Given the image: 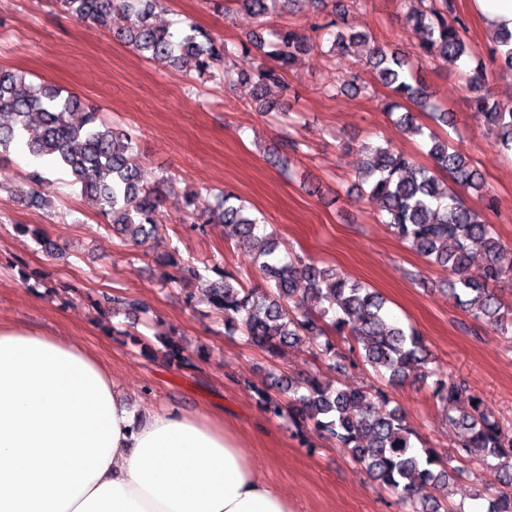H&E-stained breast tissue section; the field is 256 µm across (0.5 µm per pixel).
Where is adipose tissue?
<instances>
[{
    "mask_svg": "<svg viewBox=\"0 0 512 512\" xmlns=\"http://www.w3.org/2000/svg\"><path fill=\"white\" fill-rule=\"evenodd\" d=\"M0 512H294L236 433L136 413L78 342L0 323Z\"/></svg>",
    "mask_w": 512,
    "mask_h": 512,
    "instance_id": "adipose-tissue-1",
    "label": "adipose tissue"
}]
</instances>
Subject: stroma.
<instances>
[{
    "mask_svg": "<svg viewBox=\"0 0 512 512\" xmlns=\"http://www.w3.org/2000/svg\"><path fill=\"white\" fill-rule=\"evenodd\" d=\"M339 4L345 26L370 33L386 49L415 54L418 39L403 24L412 0H327L321 14L301 0H286L263 19L241 8L223 14L211 0H171L156 20L177 29L192 24L236 44L260 34L265 44L252 55L268 63L274 30L292 26L311 34L313 23L334 15ZM126 25L120 14L108 30L74 21L57 0H0V68L63 88L97 106L103 120L139 129L145 178L165 181L158 231L143 245L126 244L83 200L69 174L25 147H11L0 157V322L77 339L134 410L176 406L224 421L262 478L281 488L296 512H409L345 451L311 430L296 433L287 418L264 410L257 391L271 372L383 390L418 445L445 457L458 430L428 384L393 386L359 362L329 366L303 341L269 355L241 334L225 332L224 317L204 289L167 284L160 259L176 255L197 265L216 259L248 286L264 287L251 249L227 240L223 225L193 228L183 204L185 193L200 188L232 190L261 211L281 253L324 261L376 288L390 315L423 337L433 367L465 381L503 426L512 427V333L474 323L450 289L452 274L400 242L357 186L361 143H390L428 166L423 137L405 135L384 111L389 91L365 66L367 46L335 56L327 34L287 72L288 91L268 93L283 110L304 115L291 130L302 147L290 157L293 179H285L270 160L283 132L269 114L235 87L140 57L120 39ZM334 71L358 74L367 91L327 90ZM420 74L434 100L454 113L453 144L486 182V193H463L464 202L512 245V155L499 150L469 101V67L425 61ZM37 168L43 180L28 182ZM13 186L33 193L34 202L11 195ZM103 293L135 298L137 312L102 315L94 301ZM167 338L185 344L191 365L170 360ZM497 488L493 470L460 462L448 502L462 512H486Z\"/></svg>",
    "mask_w": 512,
    "mask_h": 512,
    "instance_id": "stroma-1",
    "label": "stroma"
}]
</instances>
